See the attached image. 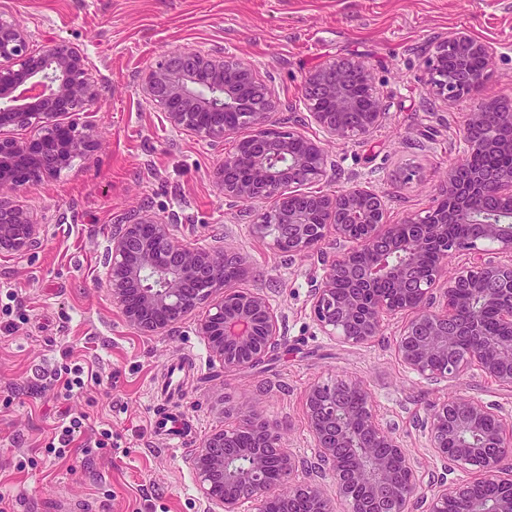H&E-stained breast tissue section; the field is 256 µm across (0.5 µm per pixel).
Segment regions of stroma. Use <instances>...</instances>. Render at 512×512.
Here are the masks:
<instances>
[{"mask_svg":"<svg viewBox=\"0 0 512 512\" xmlns=\"http://www.w3.org/2000/svg\"><path fill=\"white\" fill-rule=\"evenodd\" d=\"M0 17L22 26L32 45L48 36L77 45L102 89L89 114L98 151L21 197L45 226L41 247L21 258L0 254L5 512H206L190 465L195 448L254 404L283 422L287 447L310 454L303 405L319 380L363 381L376 414L424 470L437 464L416 424L426 409L463 395L512 415V388L478 373L430 382L408 372L394 353L402 319L363 345L323 336L311 299L333 246L291 257L252 237V215L227 205L216 180L235 140L211 144L173 130L138 89L140 72L163 53L224 51L259 69L286 120L308 70L334 57L364 58L386 114L366 140L328 143L335 178L322 188L364 183L386 196L391 220L422 216L464 154L467 112L512 97V0H0ZM455 29L496 52L477 91L445 106L428 100L423 69ZM138 213L178 224L189 244L220 240L244 258L239 285L269 295L283 336L262 368L225 371L190 319L155 336L124 323L102 262L113 228ZM77 364L87 369L85 387L69 393L65 370ZM167 407L191 430L185 446L152 433L154 415ZM72 419L78 446L56 458L52 430ZM101 428L111 430V447L90 446Z\"/></svg>","mask_w":512,"mask_h":512,"instance_id":"stroma-1","label":"stroma"}]
</instances>
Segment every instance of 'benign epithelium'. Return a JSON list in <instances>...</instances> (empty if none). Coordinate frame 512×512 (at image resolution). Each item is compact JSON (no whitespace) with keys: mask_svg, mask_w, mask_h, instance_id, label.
<instances>
[{"mask_svg":"<svg viewBox=\"0 0 512 512\" xmlns=\"http://www.w3.org/2000/svg\"><path fill=\"white\" fill-rule=\"evenodd\" d=\"M493 55L491 43L467 30L450 32L425 62L430 95L461 99L459 86L482 81L469 59ZM139 91L172 129L201 140L250 129L244 147L224 153L217 169L224 201L272 203L251 233L280 253L303 256L329 240L336 246L311 307L324 335L365 344L385 321L405 315L395 353L408 371L425 380L477 372L512 388V206L490 207L512 201V173L448 168L427 221L389 220L384 196L368 186L307 190L330 178L325 142L365 139L385 116L372 67L354 57L329 59L303 80L302 121L319 127L322 139L284 129L280 97L227 52L166 54L142 72ZM100 97L79 47L47 37L33 49L22 28L0 18V253L24 256L40 244L43 225L17 196L97 151L96 126L78 115ZM29 129L36 134L14 135ZM464 140L469 152L511 156L512 99L467 113ZM450 224L473 230L452 238ZM461 253L469 262L446 276L448 257ZM243 266L224 246L188 244L176 225L144 215L112 232L103 276L131 329L158 335L192 315L211 357L237 371L264 363L282 337L264 294L228 286L227 269ZM465 294L481 305L462 308ZM489 315L493 334L484 329ZM355 392L365 394L363 403H351ZM304 412L309 457L285 447L283 427L253 408L201 444L191 464L211 512H241L245 503L254 512H295L300 502L309 512H512V421L492 404L448 398L419 420L442 462L426 483L362 381L313 384ZM450 470L470 478L450 482ZM425 484L429 495L420 492Z\"/></svg>","mask_w":512,"mask_h":512,"instance_id":"7a95c632","label":"benign epithelium"}]
</instances>
